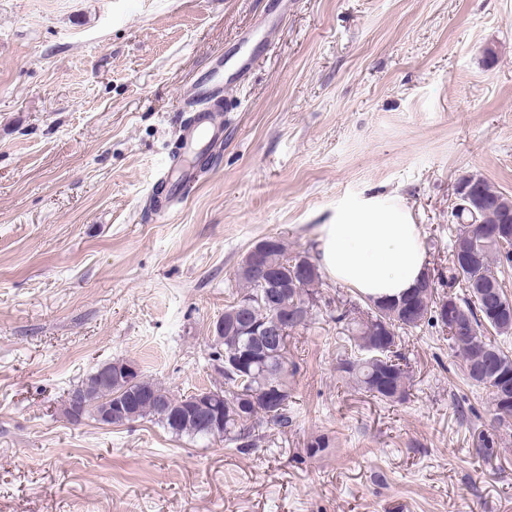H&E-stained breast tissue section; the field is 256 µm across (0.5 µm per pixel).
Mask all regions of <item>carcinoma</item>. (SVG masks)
Returning <instances> with one entry per match:
<instances>
[{"label": "carcinoma", "mask_w": 512, "mask_h": 512, "mask_svg": "<svg viewBox=\"0 0 512 512\" xmlns=\"http://www.w3.org/2000/svg\"><path fill=\"white\" fill-rule=\"evenodd\" d=\"M481 198L483 206L474 213L467 208H458L451 212L455 233L452 239L448 279L462 284L464 296L453 295L460 307L469 312L471 331L461 336L448 337V345L462 361L466 380L489 392L495 409L504 417H512V390L503 395L496 391L501 384L512 386V355L504 351L496 339L485 335L491 330L499 336H511V328H503L486 310L487 302L472 300L470 289L479 286L494 289L499 305L506 306L512 315V297L492 265L496 261L512 262V233L505 237L499 235L503 229H512V198L493 190L483 179H477L471 187ZM260 264L277 267L292 272L298 267V257L288 256L283 240L272 238L271 247L260 256ZM306 275L301 287L288 289V296L280 299L284 307L291 309L297 304H314L316 286L321 280L317 264L307 261ZM239 288L232 294V301L224 308L227 327L224 332L223 350L215 351L214 357L221 353L243 351L244 335L241 329L232 324V311L246 299L253 302L251 320H261L270 316L271 310L261 305L257 297L267 291L258 279L236 273ZM368 308L377 309V313L368 316L366 322L348 323L345 342L350 345L353 354L340 363V371L347 374L360 390L382 402H400L408 397L409 377L398 362L397 347L399 329L417 330L426 325H448V304L435 297L433 288H414L398 299L390 301L367 300ZM224 385L247 391L244 396L228 393L224 400V442L237 448L252 446L253 433L262 424L286 427L288 415V357L270 359L267 368L249 367L242 375L224 373ZM139 387L149 393L137 410L136 419L152 418L162 427L177 436L208 438V434L195 420L183 422L174 429L159 417L154 400L166 399L174 410L188 406L182 396H175L162 385L139 377ZM267 388H276L286 395L275 405L253 403L248 391L260 392ZM117 389L110 384H97L90 380L80 390L85 404L84 415L97 417V412L112 400Z\"/></svg>", "instance_id": "obj_1"}]
</instances>
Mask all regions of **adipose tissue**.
<instances>
[{
  "label": "adipose tissue",
  "mask_w": 512,
  "mask_h": 512,
  "mask_svg": "<svg viewBox=\"0 0 512 512\" xmlns=\"http://www.w3.org/2000/svg\"><path fill=\"white\" fill-rule=\"evenodd\" d=\"M318 241V264L327 276L368 298L400 297L426 271L420 228L400 208L342 211L323 225Z\"/></svg>",
  "instance_id": "ef3b65f1"
}]
</instances>
